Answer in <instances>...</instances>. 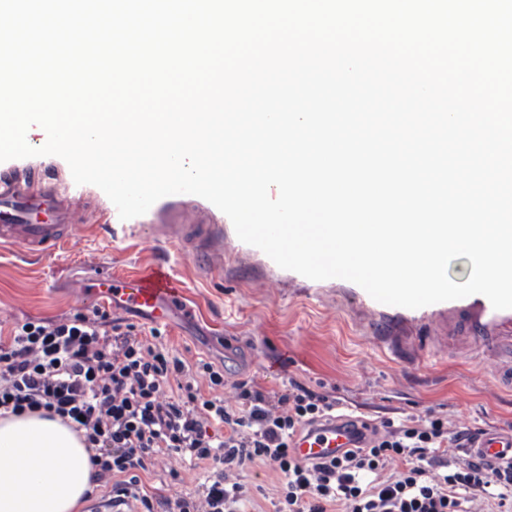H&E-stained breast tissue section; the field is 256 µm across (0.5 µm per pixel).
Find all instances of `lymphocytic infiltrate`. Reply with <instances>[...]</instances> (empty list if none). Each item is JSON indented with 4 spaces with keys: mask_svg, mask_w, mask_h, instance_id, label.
<instances>
[{
    "mask_svg": "<svg viewBox=\"0 0 512 512\" xmlns=\"http://www.w3.org/2000/svg\"><path fill=\"white\" fill-rule=\"evenodd\" d=\"M337 406L294 380L281 393L228 380L158 328L121 327L98 308L0 336V411L79 433L119 512H512V462L471 453L473 432L436 410L367 427L333 459L298 458L296 435ZM170 459L199 472L197 488L172 500L144 491L142 474ZM250 468L275 475L274 498L243 483Z\"/></svg>",
    "mask_w": 512,
    "mask_h": 512,
    "instance_id": "obj_1",
    "label": "lymphocytic infiltrate"
}]
</instances>
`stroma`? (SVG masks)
Returning a JSON list of instances; mask_svg holds the SVG:
<instances>
[{"label":"stroma","mask_w":512,"mask_h":512,"mask_svg":"<svg viewBox=\"0 0 512 512\" xmlns=\"http://www.w3.org/2000/svg\"><path fill=\"white\" fill-rule=\"evenodd\" d=\"M41 172L56 179L69 211L68 244L43 254L0 245L1 330L27 318L91 311L95 303L83 292L90 278L106 271L132 276L164 261L183 308L162 331L188 357L222 365L229 379L274 393L295 380L376 423L435 409L472 429H512V394L498 388L494 359L464 345L430 354L381 347L373 328L385 316L364 303L358 285L315 282L270 265L207 200L166 196L144 215L98 224L94 218L110 199L97 186L73 185L62 158L0 162V178L22 182ZM172 224L182 232H169Z\"/></svg>","instance_id":"1"}]
</instances>
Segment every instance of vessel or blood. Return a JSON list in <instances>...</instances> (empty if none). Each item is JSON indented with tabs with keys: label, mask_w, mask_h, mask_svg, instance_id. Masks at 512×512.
Wrapping results in <instances>:
<instances>
[{
	"label": "vessel or blood",
	"mask_w": 512,
	"mask_h": 512,
	"mask_svg": "<svg viewBox=\"0 0 512 512\" xmlns=\"http://www.w3.org/2000/svg\"><path fill=\"white\" fill-rule=\"evenodd\" d=\"M67 212L60 206L53 182L41 189L0 185V244L21 245L33 253L61 249L68 241L65 234ZM91 298L122 304L154 320H163L177 295V286L167 267L137 276L112 275L91 281ZM385 314L401 321L412 315L422 317L446 312L457 317L459 333L440 336L443 345L471 344L474 349L494 358L500 364L497 379L504 388L512 389V309H494L486 297L450 305L444 302L419 310L384 306ZM353 444V435L346 427L328 424L319 430L297 436L293 446L298 457L323 460L335 457ZM471 451L490 460L512 459V431L486 432L471 445Z\"/></svg>",
	"instance_id": "1"
}]
</instances>
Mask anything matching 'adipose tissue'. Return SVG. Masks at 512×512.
Instances as JSON below:
<instances>
[{"label":"adipose tissue","mask_w":512,"mask_h":512,"mask_svg":"<svg viewBox=\"0 0 512 512\" xmlns=\"http://www.w3.org/2000/svg\"><path fill=\"white\" fill-rule=\"evenodd\" d=\"M89 455L60 421L0 417V512H78L94 488Z\"/></svg>","instance_id":"adipose-tissue-1"}]
</instances>
